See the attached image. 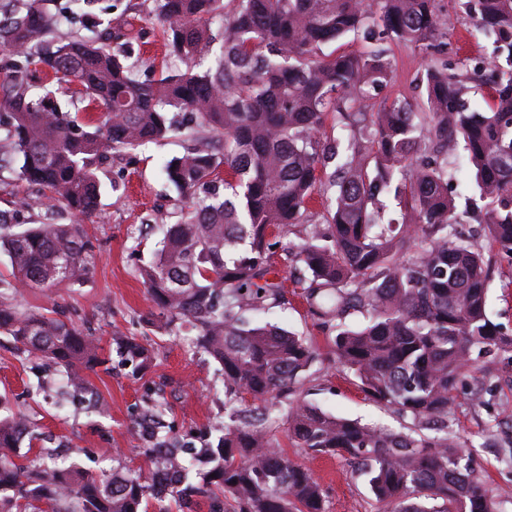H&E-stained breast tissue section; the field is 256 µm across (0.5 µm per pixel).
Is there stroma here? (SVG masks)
<instances>
[{
	"label": "stroma",
	"instance_id": "1",
	"mask_svg": "<svg viewBox=\"0 0 512 512\" xmlns=\"http://www.w3.org/2000/svg\"><path fill=\"white\" fill-rule=\"evenodd\" d=\"M112 21L114 50L130 49L140 79L185 71L189 63L167 46L155 19L154 0H99ZM440 28L446 45L430 55L396 41L385 46L394 59V73L380 100H400L421 108L422 78L429 67L489 66L490 41L478 34L460 0H438ZM183 144L167 139L137 154H116L100 173V216L84 229L95 245L94 274L83 284L47 291L26 289L22 308L55 310L84 333L94 336L104 365L88 372L91 399L59 394L62 371L51 362L18 353L12 341L0 336V417L22 414L34 424V453L73 461L100 471L112 467L144 471L148 445L143 428L148 412L158 413L169 437L181 446L203 448L216 443L212 428L224 420V376L220 365L187 336L160 330L153 306L139 275L140 264L154 257L160 233L152 221L157 210L172 209L175 191L167 184L163 163L183 154ZM273 265L283 282L279 301L254 312L255 322L278 325L305 337L318 356L299 388L303 397L323 411L382 429L399 426L388 407L365 398L352 374L337 367L328 335L311 316L298 284L303 271L283 251ZM488 314L512 334V263L498 262L491 277ZM132 337L149 347L153 364L133 373L112 342L114 334ZM491 391L476 392L472 380L459 389L452 427L476 475L492 490L503 512H512V362L497 359ZM273 443L303 464L325 492V512H376L367 485L353 477L342 458L312 457L294 447L283 429Z\"/></svg>",
	"mask_w": 512,
	"mask_h": 512
}]
</instances>
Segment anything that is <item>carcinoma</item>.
<instances>
[{
	"instance_id": "obj_1",
	"label": "carcinoma",
	"mask_w": 512,
	"mask_h": 512,
	"mask_svg": "<svg viewBox=\"0 0 512 512\" xmlns=\"http://www.w3.org/2000/svg\"><path fill=\"white\" fill-rule=\"evenodd\" d=\"M73 2L88 34L39 58L58 85L80 87L94 115L65 108L54 87L31 94L26 64L0 86V182L7 172L38 188L47 211L77 218L21 224L18 210H0V252L12 268L0 278V335L63 368L68 394H88L85 371L103 364L98 341L69 321L21 311L17 297L93 273L80 224L96 217L109 152L183 137L192 147L163 164L180 206L155 217L162 239L138 272L159 327L193 337L223 367L227 422L214 448L160 438L145 449L149 476L105 478L45 459L17 462L31 423L0 419V512H146L149 497L169 495L206 498L210 512H325L320 483L273 451L269 426L280 420L306 453L347 460L384 512H500L449 419L461 381H482L485 358L511 351L512 339L487 313L491 258L451 232L464 214L450 190L448 147L463 141L482 202L472 217L496 254L512 259V0H463L492 40L494 65L429 69L425 112L397 100L367 111L393 72L386 49L357 57L323 55L321 46L360 33L372 44L391 37L437 52V0H156L155 17L183 58L202 54L217 20L222 43L205 69L150 81L126 63L130 54L100 40L95 0ZM51 30L37 0H0L1 49L20 46L27 59ZM471 84L490 91L488 110L466 98ZM317 190L324 224L292 245L309 274L303 297L329 328L336 363L397 413V430L302 399L296 385L317 357L313 345L246 316L277 300L273 233L307 223ZM389 194L399 211L382 224L379 198ZM352 310L363 324L346 323ZM112 343L135 370L150 366L145 345L121 335ZM196 463L205 471L194 485Z\"/></svg>"
}]
</instances>
